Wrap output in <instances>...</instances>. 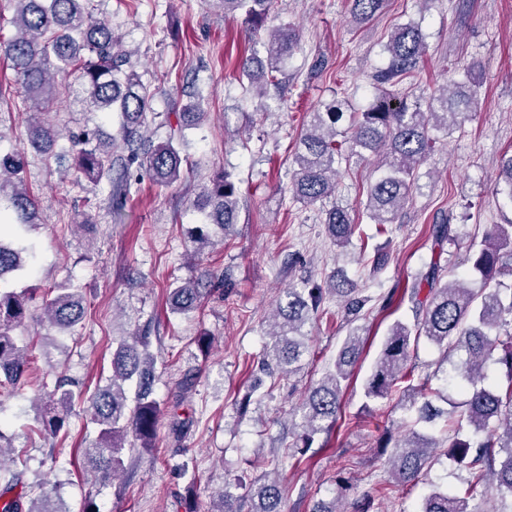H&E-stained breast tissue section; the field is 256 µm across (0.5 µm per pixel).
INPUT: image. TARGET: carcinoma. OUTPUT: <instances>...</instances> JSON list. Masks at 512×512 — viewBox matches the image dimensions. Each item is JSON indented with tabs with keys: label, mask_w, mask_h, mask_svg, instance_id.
<instances>
[{
	"label": "carcinoma",
	"mask_w": 512,
	"mask_h": 512,
	"mask_svg": "<svg viewBox=\"0 0 512 512\" xmlns=\"http://www.w3.org/2000/svg\"><path fill=\"white\" fill-rule=\"evenodd\" d=\"M224 13L241 12L251 28H262L274 11L277 0H220ZM354 18L366 21L383 7L384 0H350ZM16 34L0 39V53L11 62L32 117L28 126L29 146L52 156L57 132L43 115L56 99L58 79L79 74L90 111L103 112L118 120L116 135L104 142L93 130H85L71 140L73 170L94 187L109 186L112 209L119 212L127 203L132 172L146 176L159 187H170L181 179L183 158L180 144L184 131L199 125L206 113L201 102L191 97L174 113L176 127L167 139L154 141L144 130L154 120V93L135 70L131 53L112 31L111 21L97 16L91 0H14ZM298 38L288 25L273 29L265 43V58L247 57L241 72L247 90L258 98L267 88L283 87L288 58ZM389 62L375 75L372 101L353 123L338 129L343 119L342 102L335 101L309 113L301 131L302 150L294 157L291 184L293 198L313 204L336 193L337 166L365 153L383 157L381 173L370 186L365 209L370 220L384 233L419 188V169L432 149L430 131L458 128L479 107L480 66L470 63L461 79H452L425 103L408 104L395 87L413 76L426 51L425 35L417 23L395 27L384 46ZM26 153L0 155V281L7 273L24 269L22 249L5 241L21 229L36 225L37 203L25 186ZM496 190L512 198V155L503 157ZM205 223L191 235L193 252L199 254L211 244L215 233L226 239L237 224L239 193L231 175H216L191 201ZM324 224L338 247L350 243L358 225L348 210L335 206L325 214ZM435 257L428 270L406 287L400 300L412 304L414 321L397 320L387 330L373 370L364 384L368 401L396 396L410 402L421 430H395L384 426L377 439L391 480L402 486L424 484L415 512H476L470 507V490L448 491L429 481L433 466L446 458L468 475L467 484H482L494 498L512 497V221L496 224L480 243L471 244L467 267L454 273L443 258L445 245L454 243L456 233L448 219L429 225ZM478 280L481 287L470 288ZM212 286V274L175 281L169 285L167 302L174 312L189 314L199 310ZM342 299L343 310L355 319L368 302L356 282L345 279L329 289ZM319 285L289 288L285 300L272 310L269 336L262 358L268 376L289 377L307 351L303 331L329 291ZM52 326L73 330L85 316L81 289L62 282L41 292L32 286L19 292L0 287V388H16L26 380L30 354L19 347L14 335L17 326L31 317L36 300ZM426 340L443 351L448 367L440 378L442 386H432L430 375L417 376L407 368L411 353ZM150 338L144 331L123 336L112 355V378L93 392L72 389V383L58 380L39 401L36 422L40 432L52 437L65 427L77 402L88 404L92 423L99 428L96 440L82 449L79 466L97 473L103 482L122 469L121 450L125 446L150 452L155 447L159 404L152 398L153 355ZM364 350L359 329L346 336L336 358L321 380L309 390L301 404V432L292 447L305 452L315 436L336 428L343 388ZM506 368L507 383L501 385L488 376L489 366ZM441 401L449 405L443 409ZM453 421V434L444 436L430 427L436 419ZM5 492H14L19 476L5 472ZM246 493L235 496L224 490L212 512H284L285 487L277 471H270L245 484ZM0 512H60L52 492L42 491L26 499L25 491L0 502Z\"/></svg>",
	"instance_id": "carcinoma-1"
}]
</instances>
